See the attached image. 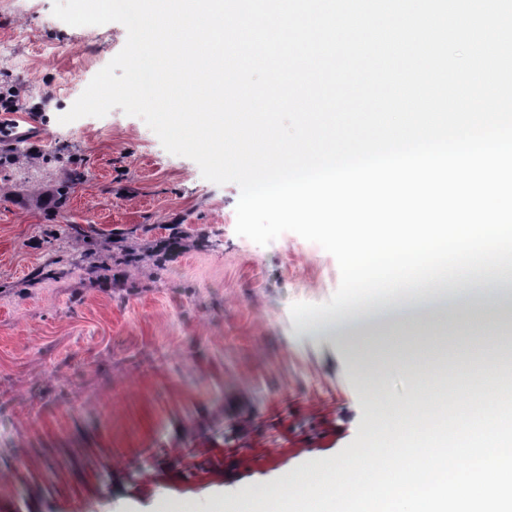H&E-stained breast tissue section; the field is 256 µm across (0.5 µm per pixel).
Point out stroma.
<instances>
[{
    "instance_id": "35a3bbf8",
    "label": "stroma",
    "mask_w": 512,
    "mask_h": 512,
    "mask_svg": "<svg viewBox=\"0 0 512 512\" xmlns=\"http://www.w3.org/2000/svg\"><path fill=\"white\" fill-rule=\"evenodd\" d=\"M53 4L0 7L14 58L0 87L21 88L22 111L39 119L16 136L68 151L84 173L61 208L65 170L31 185L0 166V512H215L371 431L375 395L408 398L419 353L447 349L460 376L488 362L493 336L466 324L473 288L454 311L420 308L397 336L393 295L367 302L361 321L293 322V303L335 293L336 259L292 232L266 246L237 235L238 185L205 180L139 117L116 108L60 123L127 31L67 25ZM174 222L188 237L156 279L113 265L108 249L109 270L90 274L65 234L146 224L164 240ZM51 262L62 276H38ZM353 340L382 368L371 382Z\"/></svg>"
}]
</instances>
